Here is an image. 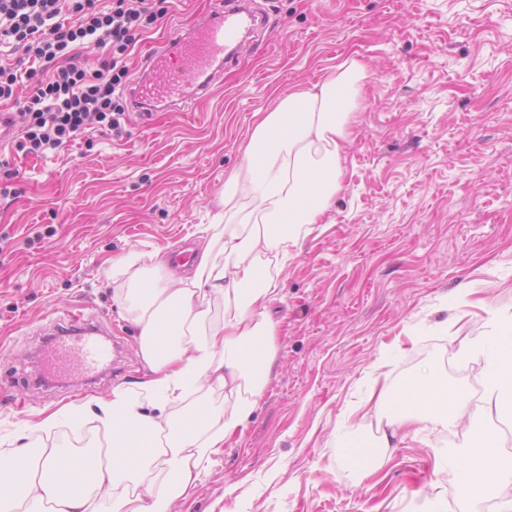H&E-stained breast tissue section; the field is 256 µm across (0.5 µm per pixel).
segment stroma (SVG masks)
I'll return each mask as SVG.
<instances>
[{"label": "stroma", "mask_w": 512, "mask_h": 512, "mask_svg": "<svg viewBox=\"0 0 512 512\" xmlns=\"http://www.w3.org/2000/svg\"><path fill=\"white\" fill-rule=\"evenodd\" d=\"M211 2L166 0V24L126 60L128 81ZM252 3L274 44L244 38L210 97L146 125L127 117L118 139L91 134L45 158L0 154V451L106 447L93 417L74 429L66 414L145 376L140 329L119 298L124 258L159 253L164 281L192 274L171 253L184 244L197 256L208 242L254 113L353 58L369 74L344 187L280 275L263 397L170 512H466L433 460L464 443L461 431L384 454L387 418L361 408L427 367L473 392L484 382L473 343L512 315V0ZM76 312L104 329L103 344L120 341L119 375L89 385L75 368L39 383L44 338ZM342 428L376 462L372 475L343 457Z\"/></svg>", "instance_id": "obj_1"}]
</instances>
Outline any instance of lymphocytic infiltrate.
Instances as JSON below:
<instances>
[{
    "instance_id": "f902f5d3",
    "label": "lymphocytic infiltrate",
    "mask_w": 512,
    "mask_h": 512,
    "mask_svg": "<svg viewBox=\"0 0 512 512\" xmlns=\"http://www.w3.org/2000/svg\"><path fill=\"white\" fill-rule=\"evenodd\" d=\"M165 19L154 0H0V101L33 84L16 109L17 151L41 157L94 127L121 134L125 58L138 36ZM87 43L102 49L98 64L82 58Z\"/></svg>"
}]
</instances>
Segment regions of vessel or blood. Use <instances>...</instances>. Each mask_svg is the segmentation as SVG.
<instances>
[{
    "mask_svg": "<svg viewBox=\"0 0 512 512\" xmlns=\"http://www.w3.org/2000/svg\"><path fill=\"white\" fill-rule=\"evenodd\" d=\"M255 15L240 0H216L213 8L178 30L144 62L142 77L128 90L131 108L149 117L157 104L200 99L222 77L224 66L233 59L232 46L242 30L255 25ZM76 350L87 369L108 367L110 352L98 338L83 336Z\"/></svg>",
    "mask_w": 512,
    "mask_h": 512,
    "instance_id": "obj_1",
    "label": "vessel or blood"
}]
</instances>
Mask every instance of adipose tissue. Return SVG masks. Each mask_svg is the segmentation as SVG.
<instances>
[{
	"label": "adipose tissue",
	"mask_w": 512,
	"mask_h": 512,
	"mask_svg": "<svg viewBox=\"0 0 512 512\" xmlns=\"http://www.w3.org/2000/svg\"><path fill=\"white\" fill-rule=\"evenodd\" d=\"M366 66L351 59L322 83L280 97L257 115L240 166L224 184L212 226L224 252H202L190 280L159 285L158 254L133 253L128 301L140 327L139 355L149 370L134 389L98 400L107 452L27 446L0 453V512H169L209 473L225 441L242 433L257 409L274 356L280 299L277 274L303 250L297 226L322 223L343 188V146L352 134ZM275 271L258 273L259 260ZM224 316L208 323L212 302ZM482 408L435 373L394 395L387 423L416 436L463 427L465 451L440 455L462 498L493 495L512 512V455L496 451L486 419L512 420V320L486 346ZM207 383L222 386L224 407L198 405L197 424H175L171 408Z\"/></svg>",
	"instance_id": "adipose-tissue-1"
}]
</instances>
